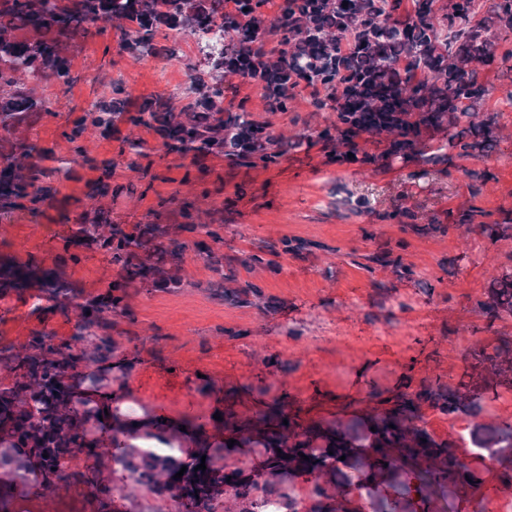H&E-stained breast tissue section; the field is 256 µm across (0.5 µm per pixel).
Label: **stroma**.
I'll return each instance as SVG.
<instances>
[{"mask_svg":"<svg viewBox=\"0 0 512 512\" xmlns=\"http://www.w3.org/2000/svg\"><path fill=\"white\" fill-rule=\"evenodd\" d=\"M122 38L121 28L109 25L101 35L78 39L68 53L74 83H35L50 111L19 134L52 153L43 182L67 207L0 213V255L46 270L63 266L83 303L105 296L121 271L82 248L77 261L60 264L73 218L179 224L189 203L195 223L224 227L217 248L226 282L214 287V275L188 245L178 261L184 288L168 293L132 284L129 313L112 324L110 363L81 360L75 378L99 374L103 390L126 385L140 412L192 415L207 424L219 410L254 420L275 403L303 425L344 420L436 380L475 390L482 411L471 424L512 417V398L488 383L473 357L477 348L512 346V316L492 318L478 306L493 277L512 268V230L493 241L479 226L451 223L453 213L474 202L468 186L484 171L492 178L475 202L495 219L512 218V112L501 117L504 138L488 158L455 159L420 178L398 163L376 171L337 162L335 145L314 139L333 113L315 111L304 97L295 111H269L260 84L234 77L224 82L225 102L246 101L281 142L303 133L313 144L289 150L270 169L234 165L220 154L194 162L166 153L152 130L131 128L120 117L106 134L88 127L87 157L74 161L67 133L91 117L96 103L111 100L115 85L130 92L129 108L149 96L171 99L178 108L183 101L175 88L189 85L199 63L186 38L159 40L150 54L122 49ZM132 133L146 146L135 170L123 152ZM103 178L129 186L130 194L115 202L91 199ZM359 197L365 205H356ZM285 237L305 243V250L283 253ZM377 253L399 259L411 275L368 264ZM255 254L275 261L278 272H248L245 264ZM239 281L260 285L263 298L236 304L230 291ZM36 292L30 286L0 301V347H20L36 330L77 350L90 347V340L74 336L78 311L34 309ZM88 464L97 486L72 483L59 492L74 512H159V497L134 489L101 456ZM101 484L111 486L109 500L101 499Z\"/></svg>","mask_w":512,"mask_h":512,"instance_id":"stroma-1","label":"stroma"}]
</instances>
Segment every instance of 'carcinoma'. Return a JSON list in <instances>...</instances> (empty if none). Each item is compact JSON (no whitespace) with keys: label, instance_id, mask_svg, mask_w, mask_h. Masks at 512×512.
Returning a JSON list of instances; mask_svg holds the SVG:
<instances>
[{"label":"carcinoma","instance_id":"1","mask_svg":"<svg viewBox=\"0 0 512 512\" xmlns=\"http://www.w3.org/2000/svg\"><path fill=\"white\" fill-rule=\"evenodd\" d=\"M348 5H343V2ZM413 0V13L401 14L404 0H294L280 22H268L266 0H241L236 14L224 13V0H0V211L21 202L38 211L54 203L41 184L45 155L14 136L16 128L49 111L24 78L70 82L67 57L71 43L102 33L112 21L123 24L125 47L142 53L154 50L157 30L165 26L194 34L213 26L224 29V45L205 54L207 67L222 71L208 90L180 110L144 99L127 113L131 124L156 128L168 154L224 153L230 163L268 169L282 154L269 125L259 122L245 105L222 116L224 75L252 71L253 50L268 57L263 67L264 99L286 112L293 91L301 84L321 88L313 101L318 111L336 114V122L318 133L322 141L342 145L365 165L375 157L356 147L363 136L389 138L384 158L390 166L437 165L453 158L482 159L501 141L499 124L479 119L489 94L482 74L495 70L512 74V0ZM352 45L343 49L342 41ZM123 99L103 102L92 117L94 126H109ZM85 121L75 123L69 142L74 154L86 157L79 143ZM485 213L475 205L458 212L454 224L466 227ZM75 244L93 247L120 267L125 278L112 284L107 297L81 304L68 281L58 273L40 278L41 297L51 308L92 311L81 317L78 335L94 337L92 350L76 353L68 343L46 331H36L19 352L0 349V365L11 377L0 381V472L25 477L26 461H39L38 479L46 488L68 484L75 449L89 452L107 442L112 464L125 471L147 492L174 501L186 499L195 512H219L224 498L235 512H253L255 496L291 498L295 487L283 486L280 475H315L310 482V512H337L333 501L355 490L370 512H452L462 495L481 482L480 471L466 462L451 440H436L417 414L427 402L439 414L475 415L476 398L445 385L422 383L413 393L397 394L389 408L347 423H317L282 432L242 429L227 422L222 440L209 442L186 458L158 457L129 443L131 438L157 439L177 445L178 436L153 421L136 434L108 430L81 396L68 391L67 370L85 356L106 358L113 351L106 333L111 317L125 313L126 288L135 282L165 290L184 287L168 259L177 260L186 243L170 236L165 224L74 225L64 240L61 261L74 260ZM210 270L223 275L224 256L204 241L196 242ZM31 276L26 265L0 264V299L5 282L20 283ZM488 315H512V273L495 279L487 299L479 303ZM474 357L491 376L512 372V349H481ZM471 437L487 457L512 455V421L489 428L474 426ZM234 439L233 447L227 441ZM231 452L258 454L268 479L260 484L236 467L226 470ZM307 459H301V455ZM205 464L200 471L197 465ZM187 467L182 478L175 474Z\"/></svg>","mask_w":512,"mask_h":512}]
</instances>
